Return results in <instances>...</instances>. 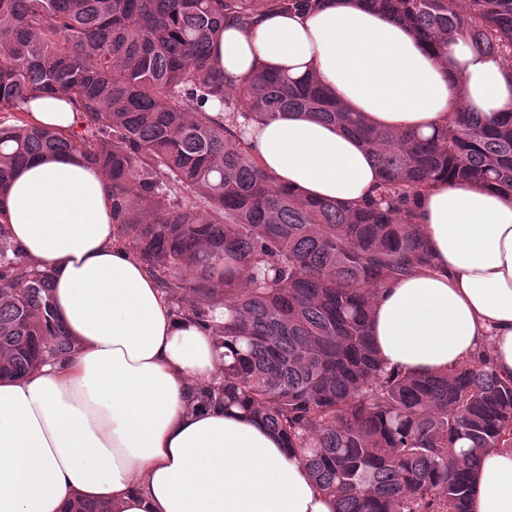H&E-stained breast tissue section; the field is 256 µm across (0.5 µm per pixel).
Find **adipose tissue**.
I'll return each mask as SVG.
<instances>
[{
  "label": "adipose tissue",
  "mask_w": 512,
  "mask_h": 512,
  "mask_svg": "<svg viewBox=\"0 0 512 512\" xmlns=\"http://www.w3.org/2000/svg\"><path fill=\"white\" fill-rule=\"evenodd\" d=\"M210 56L227 87L258 69L311 76L375 127L431 135L458 106L512 108V62L449 38L433 56L406 25L362 0L225 24ZM29 120L69 130L68 98L29 103ZM249 141L279 184L352 206L378 169L361 141L307 114L252 124ZM418 222L434 258L375 297L371 335L389 368L442 371L489 349L512 377V196L460 181L422 192ZM11 237L50 269L57 317L76 344L63 364L0 378V512H335L336 503L264 424L193 404L218 373L209 334L172 314L143 264L115 243L110 182L74 156L42 157L8 193ZM471 512H512V449L477 465Z\"/></svg>",
  "instance_id": "adipose-tissue-1"
}]
</instances>
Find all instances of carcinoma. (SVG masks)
<instances>
[{"mask_svg":"<svg viewBox=\"0 0 512 512\" xmlns=\"http://www.w3.org/2000/svg\"><path fill=\"white\" fill-rule=\"evenodd\" d=\"M325 0H0V375L73 356L52 276L25 263L4 200L15 174L77 154L111 183L116 223L173 311L209 333L216 378L192 388L280 435L336 512H469L479 458L512 448V378L488 353L445 372L387 368L372 301L432 265L415 200L442 179L512 195V111L460 107L434 136L374 128L314 78L260 70L235 89L207 47L227 20ZM439 52L454 35L512 60V0H364ZM68 96L84 137L23 119ZM303 112L356 136L380 182L348 207L282 188L246 124ZM190 196H182L183 191Z\"/></svg>","mask_w":512,"mask_h":512,"instance_id":"carcinoma-1","label":"carcinoma"}]
</instances>
